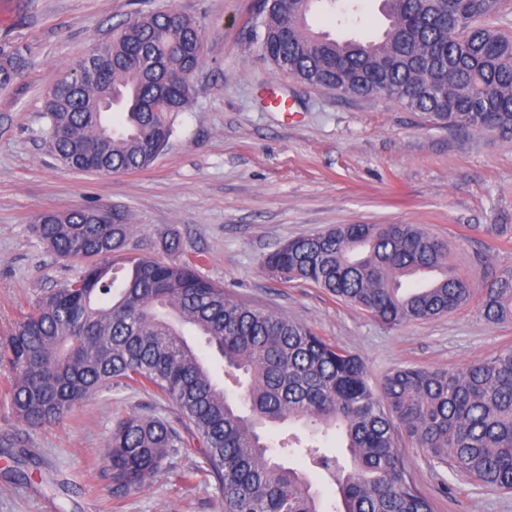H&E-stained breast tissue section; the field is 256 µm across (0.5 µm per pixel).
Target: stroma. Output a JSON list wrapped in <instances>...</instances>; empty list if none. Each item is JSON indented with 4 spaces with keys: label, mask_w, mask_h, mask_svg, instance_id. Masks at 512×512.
Listing matches in <instances>:
<instances>
[{
    "label": "stroma",
    "mask_w": 512,
    "mask_h": 512,
    "mask_svg": "<svg viewBox=\"0 0 512 512\" xmlns=\"http://www.w3.org/2000/svg\"><path fill=\"white\" fill-rule=\"evenodd\" d=\"M345 19L315 7L311 28L336 39L375 40L388 21L382 0H344ZM260 0H0V44L27 64L0 91V338L45 291L80 272L31 232L42 211L108 208L135 229L126 250L160 254L176 236L182 257L238 300L287 316L359 354L372 383L398 366L455 371L512 345V324H491L476 305L398 326L336 303L321 288L283 283L261 268L291 239L337 224H423L446 238L458 273L483 291L512 270V140L451 129L384 94L356 97L304 85L274 69L252 43ZM174 9L204 35L192 104L171 114L167 149L144 171L101 175L64 167L44 146L43 102L56 74L111 40L114 27ZM282 95L287 114L266 108ZM505 225L496 234L495 225ZM0 366V512H222L212 478L183 474L198 457H169L142 490L114 497V422L129 414L175 420L172 405L115 385L62 421L28 430L12 416ZM38 466L10 477L9 440ZM401 451L435 512H512V493L453 476L420 449Z\"/></svg>",
    "instance_id": "35a3bbf8"
}]
</instances>
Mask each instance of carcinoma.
I'll return each mask as SVG.
<instances>
[{
    "label": "carcinoma",
    "mask_w": 512,
    "mask_h": 512,
    "mask_svg": "<svg viewBox=\"0 0 512 512\" xmlns=\"http://www.w3.org/2000/svg\"><path fill=\"white\" fill-rule=\"evenodd\" d=\"M319 0H262L251 38L275 68L301 82L355 96L383 92L450 127L512 138V32L491 22L501 0H384L389 27L373 41L314 32ZM202 34L168 10L120 26L112 41L53 83L44 106L47 149L69 168L97 173L150 167L168 145V115L190 106L188 78ZM0 47V89L22 67ZM121 106V127L103 94ZM99 210L42 212L33 230L56 255L84 263L73 280L42 295L0 340L12 373V414L31 428L63 420L112 385L161 393L180 427L130 414L112 428L116 492L139 491L176 448L199 456L224 512H433L415 487L402 438L453 475L512 492V347L453 371L398 367L371 383L364 360L311 328L252 307L179 258L125 256L129 218ZM262 268L301 280L388 326L426 320L470 304L474 288L448 260V241L422 224H338L288 241ZM491 324L512 322V270L496 275L479 305ZM203 337L224 375L245 386L224 393L184 329ZM292 431L273 449L265 426ZM336 432L350 459L329 454ZM300 457L307 469L285 465ZM336 486L322 505L309 473Z\"/></svg>",
    "instance_id": "carcinoma-1"
}]
</instances>
